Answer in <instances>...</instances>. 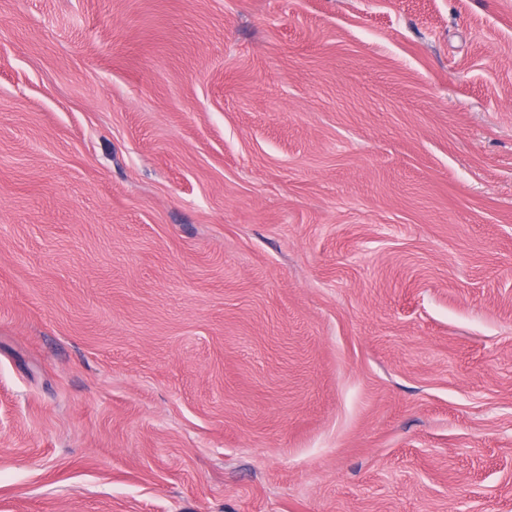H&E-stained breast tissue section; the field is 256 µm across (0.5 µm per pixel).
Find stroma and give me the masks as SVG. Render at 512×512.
<instances>
[{
  "label": "stroma",
  "mask_w": 512,
  "mask_h": 512,
  "mask_svg": "<svg viewBox=\"0 0 512 512\" xmlns=\"http://www.w3.org/2000/svg\"><path fill=\"white\" fill-rule=\"evenodd\" d=\"M0 512H512V0H0Z\"/></svg>",
  "instance_id": "obj_1"
}]
</instances>
